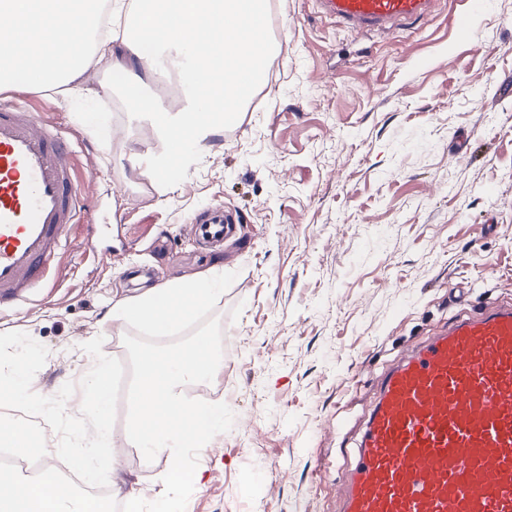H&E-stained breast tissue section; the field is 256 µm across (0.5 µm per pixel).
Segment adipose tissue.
<instances>
[{"label": "adipose tissue", "instance_id": "1", "mask_svg": "<svg viewBox=\"0 0 512 512\" xmlns=\"http://www.w3.org/2000/svg\"><path fill=\"white\" fill-rule=\"evenodd\" d=\"M100 0H0V86L19 81L64 86L107 63L141 92L160 52L184 54L183 108L162 113L167 141L200 140L247 99L252 75L266 60L267 0H113L122 34L100 33Z\"/></svg>", "mask_w": 512, "mask_h": 512}]
</instances>
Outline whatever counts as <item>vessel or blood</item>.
<instances>
[{
    "instance_id": "obj_1",
    "label": "vessel or blood",
    "mask_w": 512,
    "mask_h": 512,
    "mask_svg": "<svg viewBox=\"0 0 512 512\" xmlns=\"http://www.w3.org/2000/svg\"><path fill=\"white\" fill-rule=\"evenodd\" d=\"M366 34L416 25L441 0H314ZM73 140L40 113L0 102V311L57 272L91 205ZM237 222L217 209L196 224L223 240ZM339 512H512V304L462 311L381 374L352 450Z\"/></svg>"
}]
</instances>
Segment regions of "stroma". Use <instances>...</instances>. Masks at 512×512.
Segmentation results:
<instances>
[{"instance_id": "1", "label": "stroma", "mask_w": 512, "mask_h": 512, "mask_svg": "<svg viewBox=\"0 0 512 512\" xmlns=\"http://www.w3.org/2000/svg\"><path fill=\"white\" fill-rule=\"evenodd\" d=\"M269 82L221 139L189 141L177 171L150 173L166 139L99 66L69 94L24 84L49 122L110 134L80 181L94 211L53 287L0 316L49 355L32 382L80 381L83 343L126 360L114 301L235 273L214 310L233 428L202 448L186 512H337L343 469L383 368L460 309L512 301V0L459 32L461 0L415 29L360 36L313 0H272ZM241 222L224 245L192 226L215 208ZM167 457L123 453L127 489L159 498Z\"/></svg>"}]
</instances>
